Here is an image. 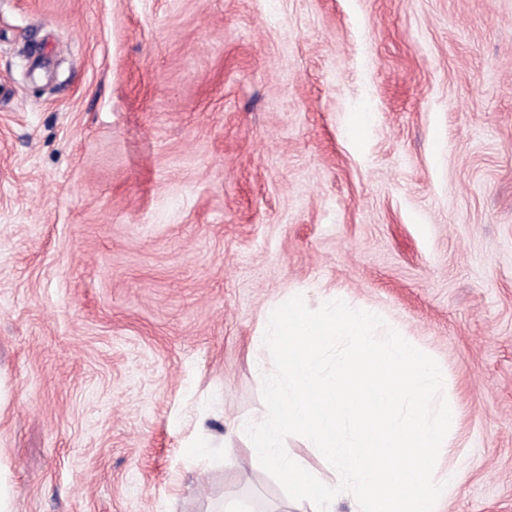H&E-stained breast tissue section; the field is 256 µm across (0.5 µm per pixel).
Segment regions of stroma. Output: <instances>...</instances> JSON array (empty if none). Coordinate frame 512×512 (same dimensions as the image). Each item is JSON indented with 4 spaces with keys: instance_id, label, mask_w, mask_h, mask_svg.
<instances>
[{
    "instance_id": "35a3bbf8",
    "label": "stroma",
    "mask_w": 512,
    "mask_h": 512,
    "mask_svg": "<svg viewBox=\"0 0 512 512\" xmlns=\"http://www.w3.org/2000/svg\"><path fill=\"white\" fill-rule=\"evenodd\" d=\"M291 294L433 357L438 512H512V0H0L11 512H286L241 425Z\"/></svg>"
}]
</instances>
